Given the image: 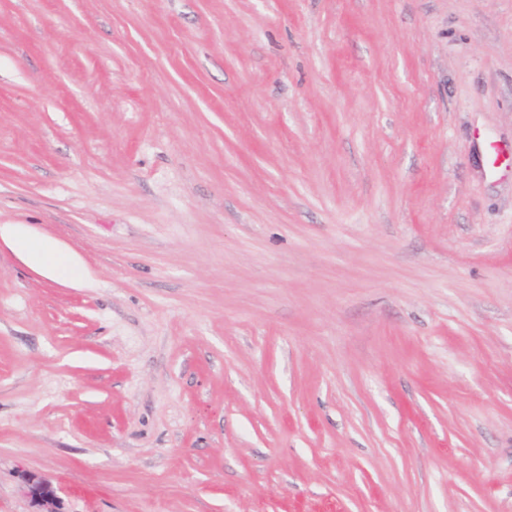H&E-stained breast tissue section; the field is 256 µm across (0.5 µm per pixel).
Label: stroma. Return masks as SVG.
<instances>
[{
	"label": "stroma",
	"instance_id": "35a3bbf8",
	"mask_svg": "<svg viewBox=\"0 0 512 512\" xmlns=\"http://www.w3.org/2000/svg\"><path fill=\"white\" fill-rule=\"evenodd\" d=\"M512 0H0V512H512ZM7 238L26 254L42 272L51 279L77 274L76 260L52 242L31 236L24 224H11L0 227V237ZM22 479L28 497L41 509L36 512H60L58 497L48 481L27 470L22 472Z\"/></svg>",
	"mask_w": 512,
	"mask_h": 512
}]
</instances>
